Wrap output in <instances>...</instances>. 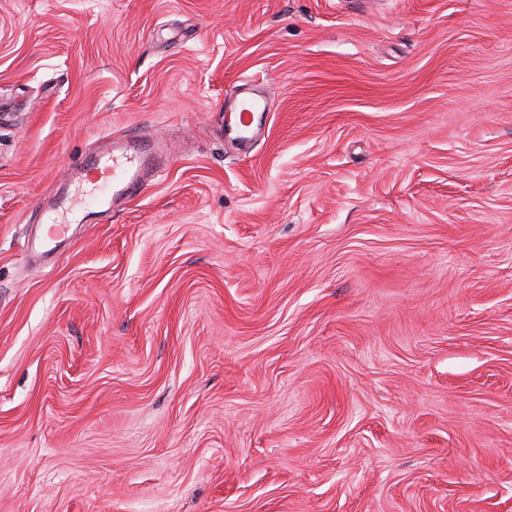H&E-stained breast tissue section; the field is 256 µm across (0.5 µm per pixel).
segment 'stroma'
I'll list each match as a JSON object with an SVG mask.
<instances>
[{
    "mask_svg": "<svg viewBox=\"0 0 512 512\" xmlns=\"http://www.w3.org/2000/svg\"><path fill=\"white\" fill-rule=\"evenodd\" d=\"M0 512H512V0H0ZM236 111L235 120L226 127L225 133L234 140L246 142L251 137L258 115L264 112V105L259 99L240 95L236 100ZM158 150L159 145L147 138L137 141L114 138L111 149L83 158L70 178L91 186V190L96 189L100 180H109L112 197L100 196L95 206L109 210L125 205L148 185L152 173L158 172L156 165L162 158Z\"/></svg>",
    "mask_w": 512,
    "mask_h": 512,
    "instance_id": "1",
    "label": "stroma"
}]
</instances>
